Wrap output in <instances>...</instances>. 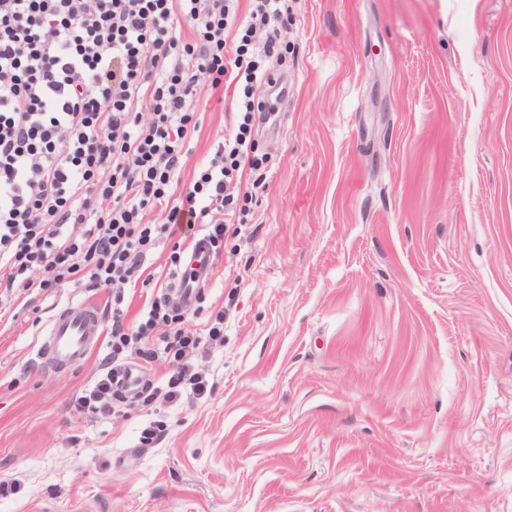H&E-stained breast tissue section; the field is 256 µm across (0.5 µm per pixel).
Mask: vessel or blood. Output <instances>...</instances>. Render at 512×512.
<instances>
[{
    "label": "vessel or blood",
    "mask_w": 512,
    "mask_h": 512,
    "mask_svg": "<svg viewBox=\"0 0 512 512\" xmlns=\"http://www.w3.org/2000/svg\"><path fill=\"white\" fill-rule=\"evenodd\" d=\"M211 262L205 241H198L189 272L176 275L171 298L180 305L190 304L201 287ZM103 312L94 302L72 303L61 307L51 318L46 337L39 347V358L55 368L84 365L102 337ZM149 383L145 369L138 365L124 368L117 378V390L131 400Z\"/></svg>",
    "instance_id": "b4317fda"
}]
</instances>
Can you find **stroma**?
I'll use <instances>...</instances> for the list:
<instances>
[{
  "mask_svg": "<svg viewBox=\"0 0 512 512\" xmlns=\"http://www.w3.org/2000/svg\"><path fill=\"white\" fill-rule=\"evenodd\" d=\"M284 94L257 119L267 190L227 230L187 327L212 390L75 408L113 362L46 370L61 306L0 318V512H512V0H291ZM202 88L183 192L230 123ZM170 246L125 290L163 299Z\"/></svg>",
  "mask_w": 512,
  "mask_h": 512,
  "instance_id": "1",
  "label": "stroma"
}]
</instances>
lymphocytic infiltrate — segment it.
<instances>
[{
  "label": "lymphocytic infiltrate",
  "mask_w": 512,
  "mask_h": 512,
  "mask_svg": "<svg viewBox=\"0 0 512 512\" xmlns=\"http://www.w3.org/2000/svg\"><path fill=\"white\" fill-rule=\"evenodd\" d=\"M288 0H0V310L22 293L112 292V350L142 354L158 324L175 358L200 340L154 302L124 324V289L147 255L208 227L212 254L263 192L254 153L266 61L288 49ZM191 38H183L182 29ZM235 85L233 124L182 195L175 172L201 87ZM164 220L150 224L148 212Z\"/></svg>",
  "instance_id": "f902f5d3"
}]
</instances>
